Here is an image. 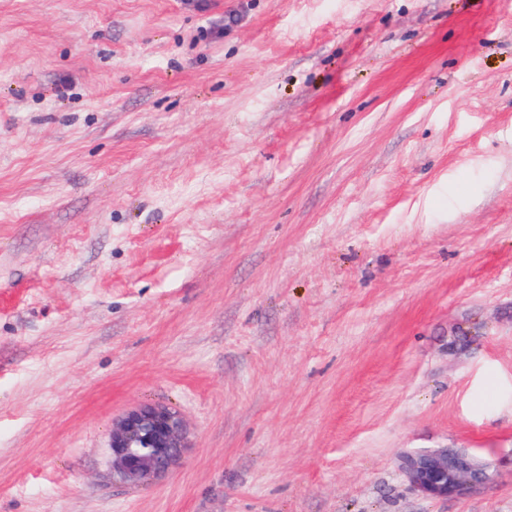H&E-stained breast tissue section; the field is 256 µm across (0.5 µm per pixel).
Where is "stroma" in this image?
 I'll use <instances>...</instances> for the list:
<instances>
[{
	"label": "stroma",
	"instance_id": "35a3bbf8",
	"mask_svg": "<svg viewBox=\"0 0 512 512\" xmlns=\"http://www.w3.org/2000/svg\"><path fill=\"white\" fill-rule=\"evenodd\" d=\"M0 512H512V0H0ZM185 436L175 410L146 404L128 411L112 428V480L139 487L169 472L182 458ZM395 466L411 487L432 499H447L476 488L486 468L473 455L448 448L401 452Z\"/></svg>",
	"mask_w": 512,
	"mask_h": 512
}]
</instances>
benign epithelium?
Masks as SVG:
<instances>
[{
    "label": "benign epithelium",
    "instance_id": "7a95c632",
    "mask_svg": "<svg viewBox=\"0 0 512 512\" xmlns=\"http://www.w3.org/2000/svg\"><path fill=\"white\" fill-rule=\"evenodd\" d=\"M186 424L170 408L146 404L128 411L112 428V480L139 487L179 464ZM395 466L410 486L432 499L462 495L480 485L486 465L446 448L404 451Z\"/></svg>",
    "mask_w": 512,
    "mask_h": 512
}]
</instances>
